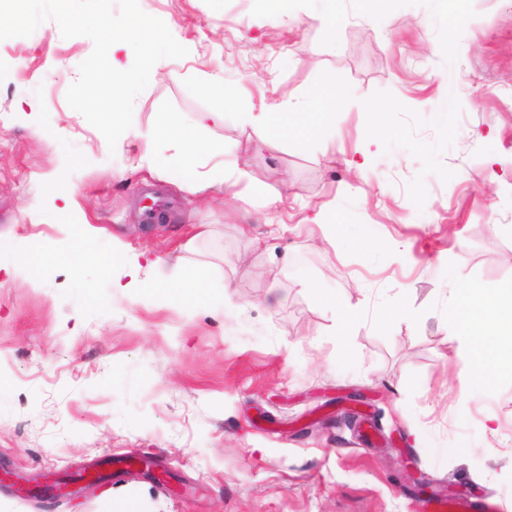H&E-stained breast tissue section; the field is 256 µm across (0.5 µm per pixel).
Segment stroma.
I'll return each instance as SVG.
<instances>
[{"label":"stroma","instance_id":"stroma-1","mask_svg":"<svg viewBox=\"0 0 512 512\" xmlns=\"http://www.w3.org/2000/svg\"><path fill=\"white\" fill-rule=\"evenodd\" d=\"M142 9L189 54L154 65L113 148L66 101L90 38L49 20L0 41V463L14 475L0 512H412L442 487L512 512V379L460 395L448 317L454 288L512 283V0H336L332 27L321 0ZM325 70L356 99L309 152L213 124L183 84L219 76L260 112ZM377 90L427 118L460 100L441 157L453 176L426 177L427 209L406 190L419 161L366 136ZM165 115L251 182L150 173L143 155L176 152L152 134ZM319 211L333 226L312 224ZM84 224L104 234L82 258L67 247ZM116 239L144 277L146 260H182L206 297L114 288ZM32 247L48 254L34 287L5 272ZM221 294L233 312H214ZM86 469L105 482L71 502L14 486Z\"/></svg>","mask_w":512,"mask_h":512}]
</instances>
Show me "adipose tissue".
Listing matches in <instances>:
<instances>
[{
    "mask_svg": "<svg viewBox=\"0 0 512 512\" xmlns=\"http://www.w3.org/2000/svg\"><path fill=\"white\" fill-rule=\"evenodd\" d=\"M157 132L175 140L178 162L172 166L165 157L150 155L146 158L147 163L162 168L173 167L175 175L190 185L221 187L231 180L249 181L250 173L244 167L205 166L202 161L204 148L184 139L178 120L163 119ZM139 269V262L127 261V285L139 292L169 294L194 288L193 276L181 263L155 261L152 276L147 280L140 279ZM448 311L469 361L468 371L460 377V391H467L477 378L489 375L512 378V289L491 291L474 284L462 285L454 289L448 301Z\"/></svg>",
    "mask_w": 512,
    "mask_h": 512,
    "instance_id": "adipose-tissue-1",
    "label": "adipose tissue"
}]
</instances>
